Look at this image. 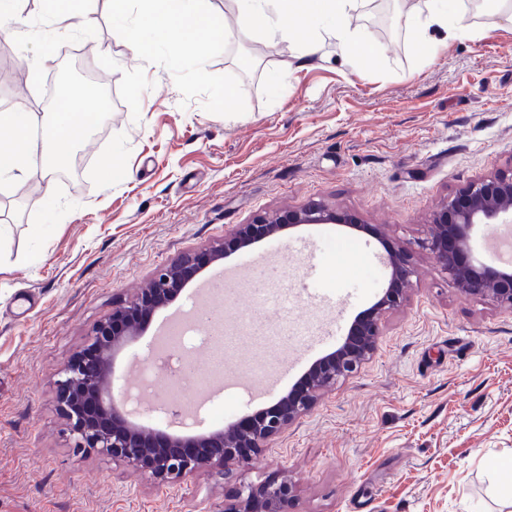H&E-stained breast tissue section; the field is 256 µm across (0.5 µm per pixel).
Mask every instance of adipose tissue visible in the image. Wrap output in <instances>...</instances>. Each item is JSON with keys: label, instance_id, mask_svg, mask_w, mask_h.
I'll use <instances>...</instances> for the list:
<instances>
[{"label": "adipose tissue", "instance_id": "obj_1", "mask_svg": "<svg viewBox=\"0 0 512 512\" xmlns=\"http://www.w3.org/2000/svg\"><path fill=\"white\" fill-rule=\"evenodd\" d=\"M236 24L240 32L261 29L274 36L308 27L321 29L335 40L337 52L344 56H362L372 50L365 31L352 25L350 13L355 0H234ZM426 15L405 16V25L415 35H423L431 27H440L456 39L474 38L475 32L463 13L452 10L448 0H429ZM142 16L147 28L116 24L115 40L131 44L136 52H144L148 40H158L179 49L186 31L213 27L214 21L202 7V0H142ZM97 98L80 90L62 97L55 112L43 127L40 151H25L21 145L32 126L30 113L0 112V181L13 173L39 169L43 175L57 171L72 148L86 135L83 117L99 113Z\"/></svg>", "mask_w": 512, "mask_h": 512}]
</instances>
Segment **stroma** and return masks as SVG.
<instances>
[{"mask_svg":"<svg viewBox=\"0 0 512 512\" xmlns=\"http://www.w3.org/2000/svg\"><path fill=\"white\" fill-rule=\"evenodd\" d=\"M456 2L475 39L434 28L421 47L396 14L427 11V0H359L373 58L341 57L328 40L304 62L314 31L237 35L228 0L206 2L215 28L147 58L113 40L110 0H90L79 35L52 29L44 0H20L33 33L23 57L53 69L41 59L46 34L90 47L109 104L103 133L76 149L77 169L0 185V512H224L235 487L283 476L291 512H512L498 488L512 459V310L461 291L420 246L447 198L512 168V23L491 0ZM113 154L125 176L108 183L100 163ZM314 201L362 229L304 224L265 239L261 249L286 262L243 267L224 285L225 303L252 312L234 357L262 365L268 400L205 386L192 397L211 432L283 396L378 301L386 248L405 245L416 274L358 372L227 480L203 470L161 488L75 451L55 381L113 304L235 225ZM304 247L314 270L299 260ZM309 273L321 303L299 292ZM151 340L142 333L117 357L125 388Z\"/></svg>","mask_w":512,"mask_h":512,"instance_id":"obj_1","label":"stroma"}]
</instances>
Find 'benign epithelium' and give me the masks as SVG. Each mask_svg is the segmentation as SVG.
Returning <instances> with one entry per match:
<instances>
[{"instance_id": "7a95c632", "label": "benign epithelium", "mask_w": 512, "mask_h": 512, "mask_svg": "<svg viewBox=\"0 0 512 512\" xmlns=\"http://www.w3.org/2000/svg\"><path fill=\"white\" fill-rule=\"evenodd\" d=\"M83 78V71L62 64L57 68L54 99L68 94L71 82ZM506 216L512 218V170L483 176L446 201L433 213V230L422 247L462 291L512 310L511 272L462 261L470 229L476 224H496ZM327 223L353 224L355 220L312 203L238 224L225 241L159 267L132 300L113 306L112 314L93 327L83 349L64 364L55 381L59 412L73 447L109 456L159 487L178 484L201 469L229 479L308 412L336 381L355 373L375 349L383 314L400 305L404 284L414 275L403 245L389 248V285L374 307L353 322L343 344L313 364L302 379L303 390L289 391L259 412L250 426L171 435L131 422L129 398L113 392L115 359L130 337L139 335L151 314L204 268L222 259L228 248L251 246L294 225ZM293 493L285 476L241 485L224 512H288Z\"/></svg>"}]
</instances>
